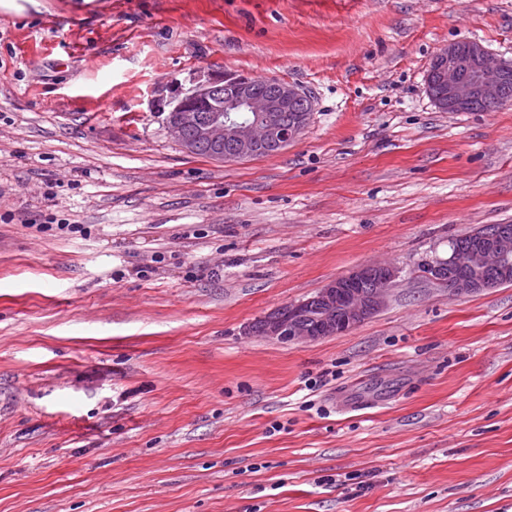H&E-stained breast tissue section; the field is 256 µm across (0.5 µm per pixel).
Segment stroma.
Here are the masks:
<instances>
[{"label":"stroma","mask_w":512,"mask_h":512,"mask_svg":"<svg viewBox=\"0 0 512 512\" xmlns=\"http://www.w3.org/2000/svg\"><path fill=\"white\" fill-rule=\"evenodd\" d=\"M459 40L512 60V0H0V512H512V284L416 274L512 224V102L427 91ZM203 70L307 127L187 155L157 100ZM379 261L350 331L248 332Z\"/></svg>","instance_id":"35a3bbf8"}]
</instances>
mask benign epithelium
<instances>
[{"instance_id": "7a95c632", "label": "benign epithelium", "mask_w": 512, "mask_h": 512, "mask_svg": "<svg viewBox=\"0 0 512 512\" xmlns=\"http://www.w3.org/2000/svg\"><path fill=\"white\" fill-rule=\"evenodd\" d=\"M435 106L450 112H466L476 102H502L512 80V62L494 61L476 41H457L441 48L432 59ZM313 105L297 84L276 80L259 93L250 77L239 73L198 75L183 99L165 118L169 135L188 155L199 146L211 149V159L238 162L282 151L304 130ZM476 246L448 253L423 266L427 278L448 284L454 296L487 290L496 281L489 274L508 273L512 258V232L494 234L479 228L472 233ZM398 271L382 263H369L341 276L317 294L287 305L265 319L264 336L279 342H310L314 336L306 324L307 309L323 311V334L346 332L377 312L396 285ZM343 320L336 322V313Z\"/></svg>"}]
</instances>
